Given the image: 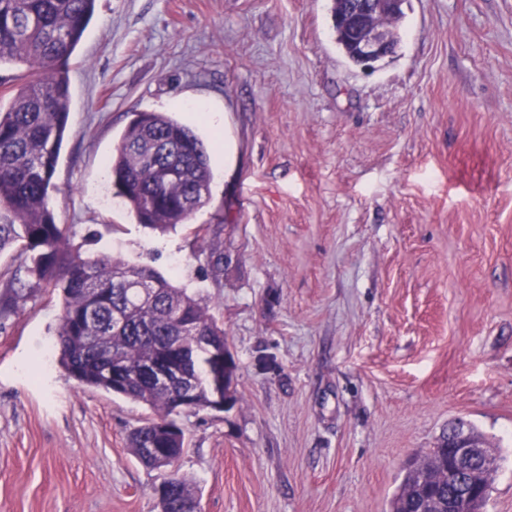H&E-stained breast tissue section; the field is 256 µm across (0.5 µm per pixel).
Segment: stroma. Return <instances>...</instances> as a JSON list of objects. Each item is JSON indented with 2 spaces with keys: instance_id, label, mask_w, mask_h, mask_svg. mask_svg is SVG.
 Instances as JSON below:
<instances>
[{
  "instance_id": "obj_1",
  "label": "stroma",
  "mask_w": 512,
  "mask_h": 512,
  "mask_svg": "<svg viewBox=\"0 0 512 512\" xmlns=\"http://www.w3.org/2000/svg\"><path fill=\"white\" fill-rule=\"evenodd\" d=\"M330 7L97 0L55 221L223 323L239 401L178 419L201 512H387L457 418L498 456L484 512H512V0H404L371 71ZM138 112L218 142L209 201L164 235L108 169ZM62 311L44 287L0 322V512H158L165 473L128 444L153 413L46 360Z\"/></svg>"
}]
</instances>
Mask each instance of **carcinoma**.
Instances as JSON below:
<instances>
[{"label": "carcinoma", "mask_w": 512, "mask_h": 512, "mask_svg": "<svg viewBox=\"0 0 512 512\" xmlns=\"http://www.w3.org/2000/svg\"><path fill=\"white\" fill-rule=\"evenodd\" d=\"M97 0H0V62L26 66L8 105L0 103V208L11 216L0 224V251L21 241V265L32 279L29 293L41 284L61 290L63 313L55 351L61 368L79 384L128 398L154 413L135 428L128 441L144 465L164 469L171 449L184 452L185 436L173 391L140 377L112 384V358L135 365L178 342L195 352L199 383L190 411L208 407L214 396L210 375L223 372L210 348H224V328L187 289L172 284L150 265L121 259H84L70 247V228L55 223L48 196L68 126L71 92L64 65L75 52L95 12ZM342 0H333L336 43L350 61L356 49L342 29ZM110 173L116 194L138 223L164 234L185 224L209 200L212 171L206 145L188 126L166 112H138L112 155ZM150 281L156 293L147 311L123 324L113 312L139 298L129 279ZM27 295L10 285L0 292V319L16 313ZM147 448H158L153 455ZM448 433L440 436L405 475L389 502L391 512H418L416 500H403L422 476L432 477V493L448 506V474L437 470L451 457ZM169 493L163 512H184L198 500L196 487L172 473L163 479Z\"/></svg>", "instance_id": "cac0c4a2"}]
</instances>
